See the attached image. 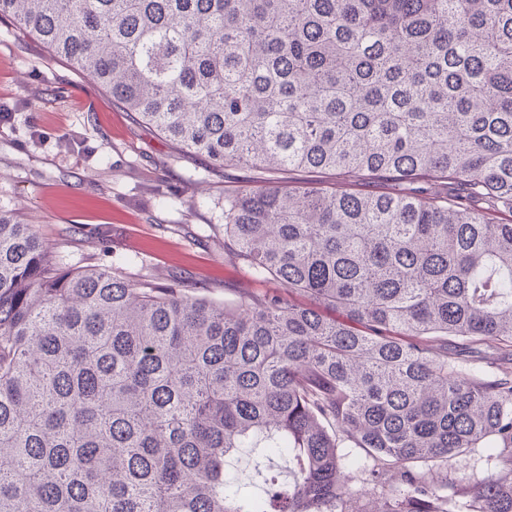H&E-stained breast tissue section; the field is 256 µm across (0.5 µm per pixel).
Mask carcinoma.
I'll return each mask as SVG.
<instances>
[{"instance_id": "cac0c4a2", "label": "carcinoma", "mask_w": 512, "mask_h": 512, "mask_svg": "<svg viewBox=\"0 0 512 512\" xmlns=\"http://www.w3.org/2000/svg\"><path fill=\"white\" fill-rule=\"evenodd\" d=\"M177 150L261 173L442 179L224 196L256 279L219 306L50 258L0 211V512H450L432 470L512 462V0H0ZM500 351L497 371L476 362ZM286 453L269 499L225 473ZM468 512H512V467ZM341 453L347 457L346 473L350 477L352 487L366 493L364 498H360L359 504L365 503L368 508L373 509L379 491L373 489L374 484L371 482V462L359 448H341Z\"/></svg>"}]
</instances>
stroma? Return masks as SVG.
<instances>
[{
	"label": "stroma",
	"instance_id": "stroma-1",
	"mask_svg": "<svg viewBox=\"0 0 512 512\" xmlns=\"http://www.w3.org/2000/svg\"><path fill=\"white\" fill-rule=\"evenodd\" d=\"M258 178L175 151L89 76L0 21V209L34 224L61 264L184 285L219 303L241 288L284 294L224 245L225 194ZM255 464L245 453L231 467L250 493L287 488V458L261 473ZM501 466L493 448L450 465L454 512H467L466 491Z\"/></svg>",
	"mask_w": 512,
	"mask_h": 512
}]
</instances>
